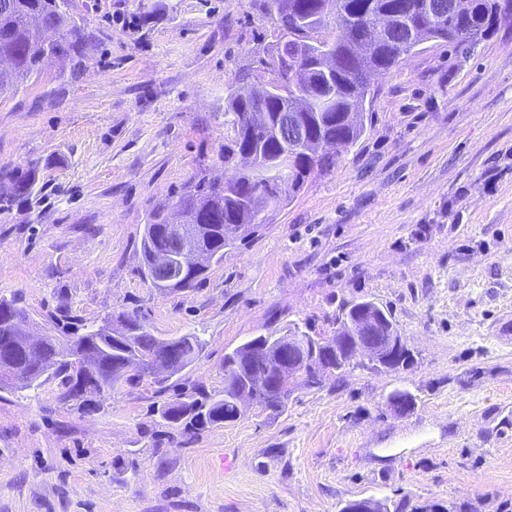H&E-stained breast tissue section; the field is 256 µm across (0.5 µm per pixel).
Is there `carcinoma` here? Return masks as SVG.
Here are the masks:
<instances>
[{
  "mask_svg": "<svg viewBox=\"0 0 512 512\" xmlns=\"http://www.w3.org/2000/svg\"><path fill=\"white\" fill-rule=\"evenodd\" d=\"M462 7L457 19L436 21L424 27L422 11L425 0H251V5L262 15L270 17L277 25L278 33L301 32V21L322 14L327 8L343 13L346 32L333 40L336 57V71L332 77L333 104L325 112H310L303 96L291 91L275 95L267 104L268 125L275 127L277 115L288 110L295 122L303 127L313 139H333L339 147L355 145L365 134L363 122L350 119L353 112L365 110L370 95L369 88L362 82L361 75L366 69H390L401 56L430 41H442L455 48L464 43L453 39L454 30L469 25L475 30L473 42L493 36L497 31L498 0H460ZM387 11H410L414 17V30L402 25L394 29L390 43L378 45L363 40L360 32L369 22L368 16ZM52 28L60 39L54 44L46 42L43 28ZM91 45L90 35L76 20L72 0H0V57L9 59L10 66L0 69V98L14 94L19 86L37 81L44 74L52 60L67 57L72 62L70 79L77 78L87 50ZM260 66L278 63L280 69L288 68V46L276 41L268 50L255 59ZM249 74L238 77L236 85L228 90L224 98V125L239 127L238 134L224 144V163H238L240 155L248 150L265 164L283 150L282 143L274 131L262 130L255 136L254 126L244 121L248 111L254 109L252 100L245 93ZM331 166L302 153L295 159L294 172L288 185H266L254 173L242 172L234 182L224 184L207 178L203 169H198L182 188L176 207L185 210H202L218 214V220L205 224L201 229H190L188 239L206 246L215 254L214 263L224 262V252L234 247L235 242L227 239L224 220L238 224H254L261 228L267 221V209L275 210L298 193L309 179L330 171ZM10 183L8 194L0 192V213L12 210L23 199H29L39 190L40 172L36 166L0 170V180ZM175 212L164 206L154 212L152 220L145 225L140 251L143 266L152 261L155 251L162 250L171 255L168 266L150 272L148 281L159 290H192L206 278L207 271L194 274L182 272L179 256L183 249L180 238L167 234V225L174 223ZM0 319L27 320L28 312L18 297L7 300L0 298ZM366 313L373 314L384 328L392 324L389 310L371 300L344 304L336 313V335L345 339L352 335L351 323ZM108 326L92 336L88 332L94 325L86 323L79 316L62 314L54 318L56 330L70 338V345L63 346L56 337H47L36 344L40 368L28 359V354L18 350L11 369L20 382L12 388L27 389L23 380L38 378L44 382L55 378L65 388V397L78 403V409L86 411L91 407L101 408L83 396L73 394L80 372L76 371L66 354L78 355L84 350L96 356L97 380L89 393L108 394L123 387L136 388L149 380L148 375L127 368L130 360L140 356L154 362H166L169 352L160 338L146 322L139 309L123 310L106 317ZM177 345L185 358L177 369L182 372L196 358L202 348L200 338L194 334L181 336ZM341 357L334 362L335 374L347 370L367 368L369 363L353 360L348 348L340 347ZM273 350L265 344L248 340L236 347V355L224 357V388L212 393L201 387L181 391L170 401L157 408L164 425L175 431L196 434L212 425L237 420V397L253 391L251 377L265 374L273 367ZM288 396L280 383L268 387L258 397L257 405L271 412H278L285 406Z\"/></svg>",
  "mask_w": 512,
  "mask_h": 512,
  "instance_id": "obj_1",
  "label": "carcinoma"
}]
</instances>
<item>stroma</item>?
<instances>
[{"label": "stroma", "instance_id": "stroma-1", "mask_svg": "<svg viewBox=\"0 0 512 512\" xmlns=\"http://www.w3.org/2000/svg\"><path fill=\"white\" fill-rule=\"evenodd\" d=\"M73 6L95 37L78 77L60 59L0 100V166L43 184L0 214V298L23 296L33 336L63 307L139 304L155 335L203 341L170 391L216 392L243 342L302 320L330 336L341 303L371 300L414 363L295 386L284 412L248 403L190 440L168 439L148 387L94 413L54 379L0 394V512H512V18L374 74L367 133L181 293L143 280L144 226L198 166L225 178V90L273 26L249 0Z\"/></svg>", "mask_w": 512, "mask_h": 512}]
</instances>
